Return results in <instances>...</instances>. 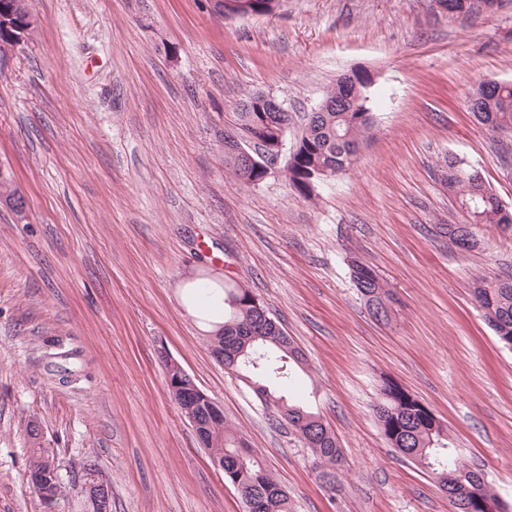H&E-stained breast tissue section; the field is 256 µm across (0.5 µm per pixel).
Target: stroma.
Listing matches in <instances>:
<instances>
[{
	"mask_svg": "<svg viewBox=\"0 0 512 512\" xmlns=\"http://www.w3.org/2000/svg\"><path fill=\"white\" fill-rule=\"evenodd\" d=\"M22 52L0 66V512H83L95 471L112 512H243L167 389V349L284 486L292 512H452L388 447L372 405L400 382L512 510V350L475 277L512 274V233L460 220L437 165L477 169L512 208V161L467 107L512 81V0L447 17L432 0H280L224 19L210 0H29ZM370 76L374 130L351 171L301 196L283 165L255 185L224 167L236 102L260 90L294 122L339 75ZM394 294L369 314L350 276ZM252 290L304 351L294 398L315 397L345 462L324 491L308 451L211 356L201 280ZM76 476L47 510L27 483L25 426ZM352 276L370 313L372 309V316L378 321L389 320L392 295L376 271L367 264L354 263Z\"/></svg>",
	"mask_w": 512,
	"mask_h": 512,
	"instance_id": "35a3bbf8",
	"label": "stroma"
}]
</instances>
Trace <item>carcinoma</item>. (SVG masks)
Instances as JSON below:
<instances>
[{
	"mask_svg": "<svg viewBox=\"0 0 512 512\" xmlns=\"http://www.w3.org/2000/svg\"><path fill=\"white\" fill-rule=\"evenodd\" d=\"M370 81L358 74H344L327 92L324 100L333 108L327 112H309L294 143V155L288 163V181L305 198L315 195L319 184L348 171L358 149L373 131V117L367 107ZM262 92L245 95L235 109L236 134L224 136V163L240 181L249 178L256 184L264 173L253 169L244 173L236 149L253 144L256 139L274 137L280 125H289L288 111L276 112L261 102ZM480 104L474 113L477 121L495 137L512 133V82L486 80L469 95ZM458 158L448 155L441 166V181L459 205L462 219L442 227L450 243L461 241L462 250L469 238H477L479 225L512 228V211L502 205L497 195L483 182L471 176L464 167L453 172ZM352 276L367 308L378 321L389 320L392 295L369 265L355 263ZM199 299L222 294L224 325L209 337V347H224V352L237 355L235 370L248 378L261 406L274 411L277 423L288 425L298 435L321 471L324 483L336 481V470L342 464V451L335 432L320 413L310 406L289 402L285 392L294 378V368L302 367L304 356L294 345L278 320L268 321L255 305L257 296L238 284L203 280L194 287ZM473 297L483 317L497 338L512 340V275L473 283ZM181 413L195 417L200 439L210 454L224 457V479L241 482L254 502L251 512H291L288 494L261 464L254 449L237 436L224 422V413L209 403L179 405ZM373 412L388 445L403 456L422 465L438 489L448 496L455 512H489L487 506L499 502L485 475L465 461L448 444V434L434 413L398 382L386 379ZM41 422L27 423L30 444L28 474H47L34 491L41 502L56 503L65 491V479L57 457L40 439Z\"/></svg>",
	"mask_w": 512,
	"mask_h": 512,
	"instance_id": "obj_1",
	"label": "carcinoma"
}]
</instances>
